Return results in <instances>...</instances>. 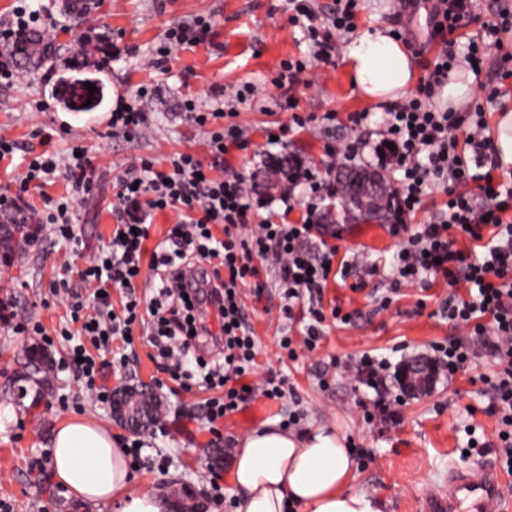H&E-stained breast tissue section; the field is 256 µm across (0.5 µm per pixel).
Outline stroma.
Segmentation results:
<instances>
[{
  "label": "stroma",
  "mask_w": 512,
  "mask_h": 512,
  "mask_svg": "<svg viewBox=\"0 0 512 512\" xmlns=\"http://www.w3.org/2000/svg\"><path fill=\"white\" fill-rule=\"evenodd\" d=\"M29 5L54 29L55 39L50 54L37 67L26 69L23 81L0 84V135L18 145L12 158L0 161V193L12 189L31 157L50 151L59 162H66L76 140L96 168L90 191L74 204L80 246L58 241L47 226L39 245L14 255L11 264L0 263V299H11L47 330L69 319L66 305L49 292L52 281L63 270L82 267L112 238L117 177L142 157L160 161L181 150L206 155L204 129L182 114L183 94H193L200 105L211 107L216 102L212 88H223L224 109L235 112L247 138L245 146L229 147L224 167L250 184L256 223L269 219L299 224L305 214L300 207L286 210L279 195L264 193L261 167L269 155L298 156L319 173L329 195L335 183L326 143L354 138L348 121L354 112L368 113L369 131L380 128L382 110L369 108L355 93L343 61L313 64L305 82L292 88L275 86L282 62L313 55L291 21L288 0H30ZM197 16L213 23L210 44L175 51L165 70L156 69L154 51L168 26ZM91 27L106 34L96 54L85 53L80 46L82 33ZM65 79L95 81L103 91L101 103L87 112L72 111L62 97ZM247 84L256 85L259 92L253 100L239 102L236 93ZM143 86L154 90L150 128L132 139L111 134L112 109ZM328 112L335 113V122L324 121ZM295 113L312 115L313 120L294 129L285 144H272V133ZM318 235L336 246L339 256L360 255L365 265L329 283L326 301L355 312L356 318L350 325L325 322L321 346L312 355L294 361L279 357L278 337L297 335L303 325L282 317L273 269L260 270L258 281L265 285L261 298L252 294L255 283L243 287L259 348L257 374L283 378L289 397L250 398L238 413L212 429L204 420L206 392L174 390L169 374L149 359L145 344L136 343L125 365L105 368L101 382L110 388L130 378L163 385L167 413L145 437L143 461L136 470L139 486L204 491L208 477L215 474L220 486L228 487L229 467L211 468L210 449L222 448L225 457H232L238 437L263 424L282 422L294 401L304 412V424L336 425L353 447L373 451V461L358 467L353 485L372 493L381 512H422L428 491L447 490L449 470H467L478 480L486 468L498 467L496 421L486 411L489 399L480 381L491 371L487 363L454 382L439 379L428 394L403 397L396 421L363 420L360 404L372 392L352 371L355 359L371 354L397 367L429 355L435 342L458 336L459 331L438 312L448 294L441 279L430 277L403 287L390 308L378 310L377 299L390 286L399 247L388 223L324 224ZM371 264L377 267L372 275L365 271ZM29 345V339L0 329V502L9 504V512H100L68 498L53 483L51 438L57 425L74 414L92 417L122 439L128 432L113 421L108 405L86 392L71 369L57 370L50 394L37 408L17 404L7 378L20 369ZM468 425L487 446L466 461L461 454ZM35 471L41 472V482H33Z\"/></svg>",
  "instance_id": "1"
}]
</instances>
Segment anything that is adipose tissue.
<instances>
[{"label": "adipose tissue", "mask_w": 512, "mask_h": 512, "mask_svg": "<svg viewBox=\"0 0 512 512\" xmlns=\"http://www.w3.org/2000/svg\"><path fill=\"white\" fill-rule=\"evenodd\" d=\"M354 91L386 105L404 98L418 80L414 60L387 30L363 31L343 50ZM53 477L67 496L118 512H169L161 491L138 488L119 439L86 416L55 430L50 447ZM356 459L336 427L312 426L297 434L268 424L238 440L230 480L234 512H380L378 501L354 488Z\"/></svg>", "instance_id": "ef3b65f1"}]
</instances>
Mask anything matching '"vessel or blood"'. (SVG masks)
<instances>
[{"instance_id":"1","label":"vessel or blood","mask_w":512,"mask_h":512,"mask_svg":"<svg viewBox=\"0 0 512 512\" xmlns=\"http://www.w3.org/2000/svg\"><path fill=\"white\" fill-rule=\"evenodd\" d=\"M504 494L494 471H487L481 483H473L469 474L453 470L448 476V493L444 496L427 494L424 512H460L463 502H470L473 512H502Z\"/></svg>"}]
</instances>
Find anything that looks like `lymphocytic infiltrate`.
Instances as JSON below:
<instances>
[{"label": "lymphocytic infiltrate", "instance_id": "lymphocytic-infiltrate-1", "mask_svg": "<svg viewBox=\"0 0 512 512\" xmlns=\"http://www.w3.org/2000/svg\"><path fill=\"white\" fill-rule=\"evenodd\" d=\"M359 0H330L324 11H316L311 0H295V9L307 24L314 57L322 64L333 63L336 37L354 29ZM474 9L473 0H432V39L444 48L416 93L391 106L379 135L385 148L382 163L401 177L395 189L400 222L391 225L392 235L401 237L393 263L392 286L381 296L380 309H387L403 284L428 276L443 278L449 287L439 306L441 316L464 330L461 338L434 344L431 359L439 376L455 380L488 359L492 368L483 376L489 398V412L498 420L497 448L502 469L512 475V187L499 183V164L488 135L482 103L465 112H451L436 103L448 82L453 66L464 63L479 71L484 62L496 61L495 77H503V36L512 32V0H498L495 20L483 35L456 52L454 32L465 26ZM40 21L26 0L15 6L11 18L0 23V82L11 83L20 73L15 53L24 36ZM210 21L196 18L170 26L157 53L168 57L171 50L193 48L207 43ZM147 90L111 113L113 133L133 138L148 121ZM183 115L207 134V158L189 151L169 155L166 169L141 159L116 181L118 203L113 208L116 224L106 249L88 259L77 279L53 281L52 296L63 297L69 309L71 328L60 331L69 341V358L88 390L100 402H107V390L98 385L115 337L141 332L163 359L180 388L199 385L213 390L206 405L208 424L238 412L253 395L280 399L284 381L270 375L255 384L248 377L257 368L258 346L246 320L241 284L259 275L258 262L276 271L284 299L280 311L293 318L299 302H307L303 314L308 322L300 338L282 336L279 347L289 359L299 351L314 352L322 339L326 320L353 322L354 313L334 305L324 306L331 276L347 277L360 265L358 257L337 260L336 247L320 242L318 257H310L306 244L313 237L320 218L317 203L322 185L312 173H304L309 187L304 223L251 224L249 192L242 177L224 170L228 145L245 141L234 113L217 106L202 109L195 99L182 101ZM62 174L70 187L63 201L45 198L43 208L32 207L27 194L32 186ZM94 166L86 153L72 155L66 167H59L54 154L32 158L15 192L0 194V215L22 224L52 225L57 238L77 243L73 205L93 181ZM448 196L445 209L424 224L410 226L403 218L419 208L431 187ZM179 212L165 239L147 248L150 219L166 210ZM221 226L224 235L211 234ZM202 272L201 289L185 291L182 272ZM148 278L153 292L143 300L137 291L141 278ZM210 288L221 319L217 356L204 358L195 352L197 337L207 334L201 322V290ZM120 289L123 299L113 305L112 291ZM263 291V284L255 286ZM386 360L365 356L359 372L375 392L364 410L366 420L393 419L395 400L387 385Z\"/></svg>", "mask_w": 512, "mask_h": 512}]
</instances>
